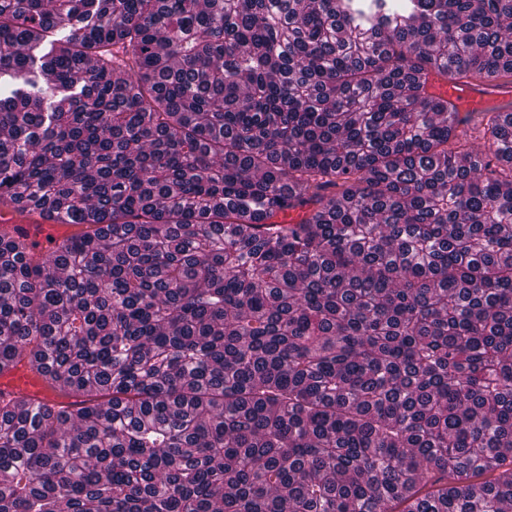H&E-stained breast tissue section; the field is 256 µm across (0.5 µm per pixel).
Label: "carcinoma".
<instances>
[{
	"instance_id": "carcinoma-1",
	"label": "carcinoma",
	"mask_w": 512,
	"mask_h": 512,
	"mask_svg": "<svg viewBox=\"0 0 512 512\" xmlns=\"http://www.w3.org/2000/svg\"><path fill=\"white\" fill-rule=\"evenodd\" d=\"M512 0H0V512H512ZM481 134L492 152L475 149ZM300 208L296 224L276 221ZM429 92L444 99L454 108V112H485L494 105H503L512 99L510 79L501 77L493 82L462 80L456 84H445L432 76ZM0 222L7 228H18L36 250L47 251L67 235L82 229L64 224L55 214L18 213L13 208H0ZM0 391L23 400H60L44 388L39 378L24 368H17L6 376H0Z\"/></svg>"
}]
</instances>
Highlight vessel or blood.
<instances>
[{"label":"vessel or blood","instance_id":"b4317fda","mask_svg":"<svg viewBox=\"0 0 512 512\" xmlns=\"http://www.w3.org/2000/svg\"><path fill=\"white\" fill-rule=\"evenodd\" d=\"M429 91L447 99L457 112H484L491 106L512 101V80L503 77L493 82L462 80L446 84L434 78L429 83ZM0 224L19 229L27 242L39 251L53 248L75 230L74 225L63 223L56 215L21 214L7 207L0 208ZM0 391L26 401L49 400L53 397L39 378L22 368L0 376Z\"/></svg>","mask_w":512,"mask_h":512}]
</instances>
